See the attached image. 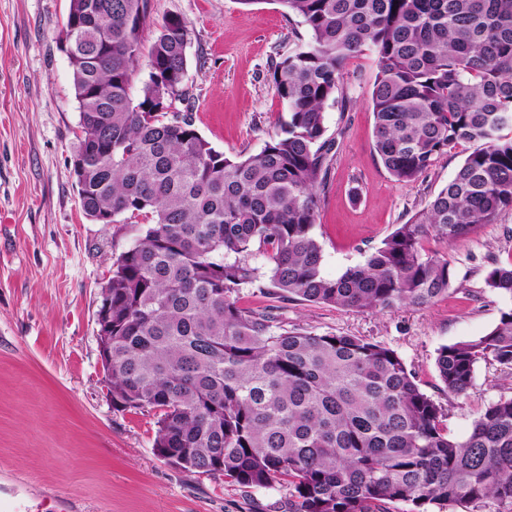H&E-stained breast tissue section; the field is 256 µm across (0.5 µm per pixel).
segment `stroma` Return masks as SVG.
Wrapping results in <instances>:
<instances>
[{
	"instance_id": "1",
	"label": "stroma",
	"mask_w": 512,
	"mask_h": 512,
	"mask_svg": "<svg viewBox=\"0 0 512 512\" xmlns=\"http://www.w3.org/2000/svg\"><path fill=\"white\" fill-rule=\"evenodd\" d=\"M69 0H0V512H288L289 489H244L189 474L153 451L157 417L112 407L97 339L101 291L137 235L101 224L80 204L73 177L79 125L71 69L60 48ZM155 24L188 30L187 84L194 124L229 156L260 152L287 114L272 65L301 26L278 0H152ZM345 107L326 108L338 138L314 235L322 272L341 275L445 185L474 149L440 155L424 178L396 182L377 160L368 104L376 72L364 54L347 65ZM444 298L422 308L352 311L285 304L281 319L318 333L363 336L394 349L426 393L448 408L452 435L512 393V375L479 367L467 395L444 394L437 351L487 333L505 300L485 279L512 261V211L449 249Z\"/></svg>"
}]
</instances>
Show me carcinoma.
<instances>
[{
	"label": "carcinoma",
	"mask_w": 512,
	"mask_h": 512,
	"mask_svg": "<svg viewBox=\"0 0 512 512\" xmlns=\"http://www.w3.org/2000/svg\"><path fill=\"white\" fill-rule=\"evenodd\" d=\"M306 34L275 62L287 112L262 150L228 156L171 110L190 98L187 26L173 16L153 43L151 0H70L83 24L70 63L80 120L84 213L143 217L112 264V407L159 410L155 454L242 488L289 487L290 512H389L458 504L512 512V396L448 431L391 348L285 328L276 306L244 307L255 286L277 302L353 311L423 307L448 296L453 246L512 211V0H278ZM374 56L373 150L397 182L419 180L461 143L477 148L427 205L363 260L323 275L313 229L336 140L324 110L347 62ZM148 78L130 94L141 60ZM491 291L512 300V262ZM512 371V307L475 339L444 345L448 395L479 365Z\"/></svg>",
	"instance_id": "cac0c4a2"
}]
</instances>
